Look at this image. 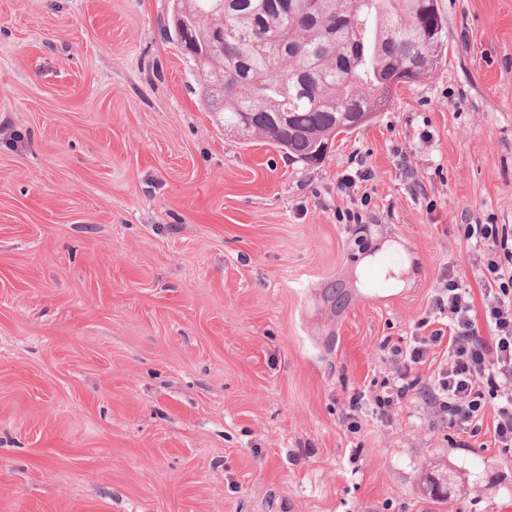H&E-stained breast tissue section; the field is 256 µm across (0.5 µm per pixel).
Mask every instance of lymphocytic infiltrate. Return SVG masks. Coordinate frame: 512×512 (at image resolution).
<instances>
[{"label":"lymphocytic infiltrate","mask_w":512,"mask_h":512,"mask_svg":"<svg viewBox=\"0 0 512 512\" xmlns=\"http://www.w3.org/2000/svg\"><path fill=\"white\" fill-rule=\"evenodd\" d=\"M466 239L482 253L480 267L486 302L482 319L473 315L469 289L455 273H448L435 294L429 313L435 327L428 335L415 336L412 346L392 348L394 366L374 403L380 414L419 393L427 406L449 426L468 430L494 408V441L512 451V250L494 224L467 227ZM486 324L490 337L481 336ZM438 359L434 380L422 382L416 365Z\"/></svg>","instance_id":"f902f5d3"}]
</instances>
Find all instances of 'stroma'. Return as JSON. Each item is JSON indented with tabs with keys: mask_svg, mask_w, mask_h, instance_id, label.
Instances as JSON below:
<instances>
[{
	"mask_svg": "<svg viewBox=\"0 0 512 512\" xmlns=\"http://www.w3.org/2000/svg\"><path fill=\"white\" fill-rule=\"evenodd\" d=\"M438 6V68L310 166L202 106L172 0H0V512H512L494 409L348 420L444 273L481 301L466 226L512 238V0Z\"/></svg>",
	"mask_w": 512,
	"mask_h": 512,
	"instance_id": "1",
	"label": "stroma"
}]
</instances>
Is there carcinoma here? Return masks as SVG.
I'll use <instances>...</instances> for the list:
<instances>
[{
	"instance_id": "cac0c4a2",
	"label": "carcinoma",
	"mask_w": 512,
	"mask_h": 512,
	"mask_svg": "<svg viewBox=\"0 0 512 512\" xmlns=\"http://www.w3.org/2000/svg\"><path fill=\"white\" fill-rule=\"evenodd\" d=\"M173 0V36L224 128L309 165L325 159L349 112H379L442 61L436 0Z\"/></svg>"
}]
</instances>
